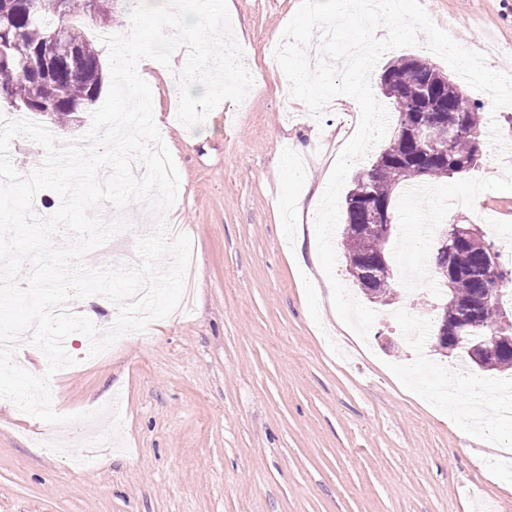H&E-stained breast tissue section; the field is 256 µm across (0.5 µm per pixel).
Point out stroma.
<instances>
[{
	"label": "stroma",
	"instance_id": "stroma-1",
	"mask_svg": "<svg viewBox=\"0 0 512 512\" xmlns=\"http://www.w3.org/2000/svg\"><path fill=\"white\" fill-rule=\"evenodd\" d=\"M300 2L229 0L244 63L269 90L225 102L202 127L177 119L170 73L185 55L142 71L179 174L166 221L191 240L195 287L101 358L84 360L82 334L66 339L77 363L50 391L62 414L111 408L93 442L0 399V512H512V459L448 421L467 396L485 397L486 421L512 446V417L496 404L512 373L464 372L463 352L406 340L407 324L435 318L425 288L374 304L368 341L336 322L313 261L315 214L290 203L326 186L328 149L348 122L333 104L316 122L266 52ZM421 2L512 74V0ZM484 213L512 236V191L483 192L478 209H451L445 222ZM129 216L131 230L112 239L116 264L138 263L137 238L153 228L141 206Z\"/></svg>",
	"mask_w": 512,
	"mask_h": 512
}]
</instances>
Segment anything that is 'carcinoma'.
Here are the masks:
<instances>
[{"label":"carcinoma","instance_id":"obj_1","mask_svg":"<svg viewBox=\"0 0 512 512\" xmlns=\"http://www.w3.org/2000/svg\"><path fill=\"white\" fill-rule=\"evenodd\" d=\"M11 0L12 27L10 38L18 44L35 49L45 43L47 36L61 29L70 47L79 56L78 69L58 72L52 82L45 85L30 73L21 59L0 64V101L19 112L40 114L42 101L53 103V114L61 119L94 105L104 83L101 55L96 45L86 38L79 26V18L87 16L86 0ZM386 85L384 96L394 105L396 121L388 144L378 153L370 167L358 172L345 197V225L343 250L347 272L355 285L366 289L381 301L392 294L393 271L391 264L380 260L378 224L373 219L371 205L382 204L381 217L394 220L396 197L412 183L429 184L435 175H462L473 169L481 156L483 135L481 105L465 95L448 75L426 60L402 56L387 65L381 73ZM448 104V109L461 122L463 133L455 142L448 160L426 155L406 133L405 125L432 126L437 142L448 138V126L435 118L425 103L427 93ZM492 244L480 232H466L455 244V254L464 268L448 277L451 297L448 300V341H453L457 315L476 309L478 320L494 329L508 319L494 303L479 300L486 284L479 271L491 256ZM512 369V345L503 347L485 370Z\"/></svg>","mask_w":512,"mask_h":512}]
</instances>
